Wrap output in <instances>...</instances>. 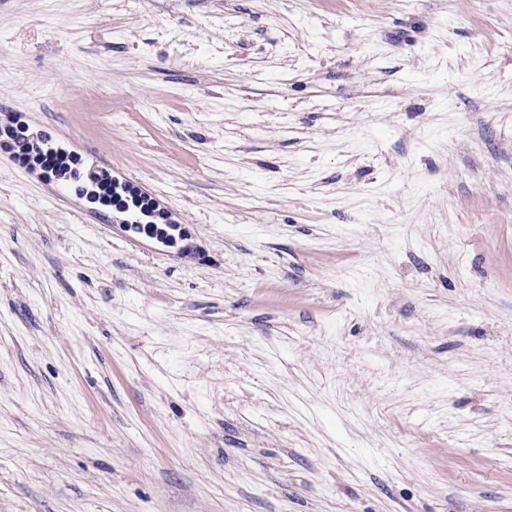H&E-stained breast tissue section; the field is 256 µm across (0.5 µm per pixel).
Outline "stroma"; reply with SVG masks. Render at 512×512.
I'll return each instance as SVG.
<instances>
[{"label": "stroma", "instance_id": "obj_1", "mask_svg": "<svg viewBox=\"0 0 512 512\" xmlns=\"http://www.w3.org/2000/svg\"><path fill=\"white\" fill-rule=\"evenodd\" d=\"M0 512H512V0H0ZM9 123L5 127L1 124L0 134L3 132L14 140L30 169H39L45 177L72 181L78 194L86 195L91 203L125 213L127 219L123 224L152 226V238L164 244L174 243L175 232L182 237L179 225L170 219L168 212L138 187L121 182L107 172L86 170L81 156L56 147L52 137L45 132L27 134L28 127L21 121L20 113H11ZM87 182L97 190L89 192Z\"/></svg>", "mask_w": 512, "mask_h": 512}]
</instances>
